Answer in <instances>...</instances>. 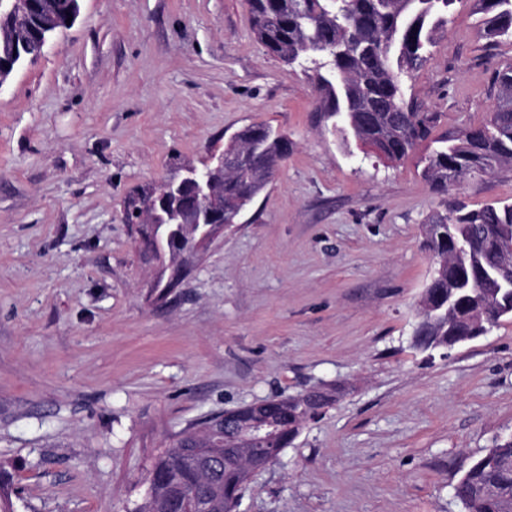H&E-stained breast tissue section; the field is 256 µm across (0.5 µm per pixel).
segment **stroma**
I'll use <instances>...</instances> for the list:
<instances>
[{
	"label": "stroma",
	"instance_id": "stroma-1",
	"mask_svg": "<svg viewBox=\"0 0 512 512\" xmlns=\"http://www.w3.org/2000/svg\"><path fill=\"white\" fill-rule=\"evenodd\" d=\"M0 90V464L14 512H133L179 432L342 386L237 512H464L452 488L512 438V319L449 354L410 340L445 203L512 201V166L433 190L423 143L344 148L245 0H80ZM456 0L407 95L437 134L484 121L512 66ZM265 123L292 143L238 224L160 295L122 221L136 187Z\"/></svg>",
	"mask_w": 512,
	"mask_h": 512
}]
</instances>
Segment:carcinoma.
<instances>
[{"label": "carcinoma", "mask_w": 512, "mask_h": 512, "mask_svg": "<svg viewBox=\"0 0 512 512\" xmlns=\"http://www.w3.org/2000/svg\"><path fill=\"white\" fill-rule=\"evenodd\" d=\"M457 0H247L252 32L266 52L311 74L320 111L336 119L344 144L353 141L379 158L397 163L428 140L436 125L432 113L419 112L404 99V78L428 61L436 30L448 23ZM485 15L483 36L492 43L512 41V0H477ZM30 28L12 43L0 38V56L14 65L31 59L38 38L50 36L79 13V0H30ZM501 95L487 121L437 139L425 159L423 176L438 191L476 175L512 164V66L494 72ZM288 134L263 123L240 129L224 146L234 167L224 169L222 201L209 202L230 217L252 203L269 184L276 167L288 157ZM165 193L159 213L166 222L164 246L177 250L188 243L179 224L181 209L196 192L182 175ZM512 233V202L476 209L456 206L435 213L426 226V246L434 258L430 281L421 299L424 317L417 322L416 350L445 349L448 338L474 317L483 321L512 318V289L489 288L490 278L512 279L498 253L488 244L495 230ZM459 282L448 300V279ZM305 394L274 399L262 408H236L240 428L257 419L281 431L284 449L310 421ZM197 451L221 459L206 471L193 459L165 450L150 473L153 492L136 512H187L186 495L207 488L209 512H226L242 488L245 465L222 462L224 449L242 441L214 439L208 432L192 437ZM467 512H503L512 503V441L496 444L480 456L454 485ZM0 512H12L10 478L0 466Z\"/></svg>", "instance_id": "obj_1"}]
</instances>
